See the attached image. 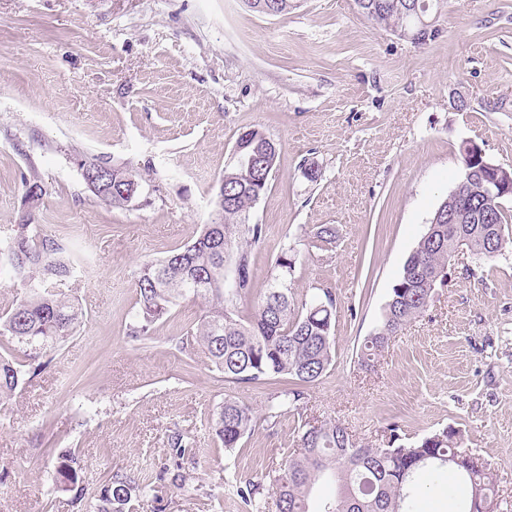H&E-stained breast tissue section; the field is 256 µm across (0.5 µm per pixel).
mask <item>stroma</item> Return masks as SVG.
Listing matches in <instances>:
<instances>
[{
	"label": "stroma",
	"instance_id": "stroma-1",
	"mask_svg": "<svg viewBox=\"0 0 512 512\" xmlns=\"http://www.w3.org/2000/svg\"><path fill=\"white\" fill-rule=\"evenodd\" d=\"M436 26L415 45L354 0H302L281 16L244 0H0V239L19 219L24 176L37 173L39 229L80 258L68 288L86 310L41 374L0 400V512H73L51 491L63 448L81 455L91 487L114 468L155 478L176 432L192 439L195 465L184 489H164L165 512H247L237 485L270 484L305 419L338 421L362 446L393 425L409 441L459 429L496 474L498 512H512V250L490 262L459 255L458 274L375 369L358 362L456 186L458 144L512 165V0H443ZM255 126L280 153L250 214L266 236L249 301L289 245L295 302L321 288L336 297L333 364L298 387L233 383L179 350L203 313L196 301L149 339L126 334L140 266L210 223L235 141ZM93 155L146 171L138 204L114 208L87 190L79 163ZM321 224L335 225L334 242L313 241ZM294 388L298 407L267 417L270 397ZM228 398L258 419L233 449L207 425Z\"/></svg>",
	"mask_w": 512,
	"mask_h": 512
}]
</instances>
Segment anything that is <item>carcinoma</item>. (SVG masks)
Wrapping results in <instances>:
<instances>
[{"label":"carcinoma","mask_w":512,"mask_h":512,"mask_svg":"<svg viewBox=\"0 0 512 512\" xmlns=\"http://www.w3.org/2000/svg\"><path fill=\"white\" fill-rule=\"evenodd\" d=\"M382 5L363 7L362 14L374 25L404 30L423 43L438 30H422L420 19L434 18L439 0H418L424 4L422 18L410 17L381 0ZM270 135L257 127L236 139L241 154L254 157L252 166L232 161L224 169V199L213 197L214 218L204 225L193 242L174 249L167 256L142 264L136 279L137 309L127 326L134 339L154 333L157 324L186 299L204 304V314L181 338V348L204 357L239 384L272 378L291 377L301 383L316 382L331 366L334 355L333 326L336 299L326 290L297 305L289 291L288 277L295 267L293 248L285 247L275 260L277 274L263 300L245 312L243 301L253 288L251 256L265 237L262 224L249 223L250 212L270 188L278 152H268ZM462 169L478 166V150L463 142L459 146ZM80 167L88 191L105 204L124 208L141 195L142 177L126 163L101 157L81 160ZM24 197L18 224L6 242L0 244V271L5 270L24 288L23 296L10 310L0 314V398H6L28 384L46 367L42 357L72 338L85 317L77 298L63 290L75 273L73 253L59 237L33 231L37 212L45 195L41 179L24 178ZM471 205L458 225L464 237L448 228V214L464 210L461 200L448 195L435 210L430 224L433 237L422 236L405 261L391 289L378 326L365 337L360 365L372 369L391 337L425 313L435 289L448 275V255L464 246L483 260L489 252L503 254L512 247L508 220L512 218L500 200L494 212L497 234L489 249V225L477 219L485 209L484 200L464 187ZM300 399L297 391L271 398L268 417ZM209 429L226 448H237L256 425L252 408L226 399L210 414ZM399 427H390L387 445L362 448L351 443L347 428L338 422L304 421L299 427L301 452L286 460L275 476L272 494L276 512H416L417 499L446 485L452 512H471L474 493L496 497V478L491 468L467 467L469 449L462 446L461 432L452 427L435 430L415 441L396 444ZM165 462L154 479L136 478L118 468L107 482L94 489L83 484L84 461L65 450L57 455L53 485L71 493L77 512H136V504L146 498L163 512L158 489L165 483L184 487L185 465L195 463L192 443L181 434L170 438ZM336 485L334 497L311 509L314 491L322 482ZM263 485L250 481L236 488L246 506L253 505Z\"/></svg>","instance_id":"carcinoma-1"}]
</instances>
